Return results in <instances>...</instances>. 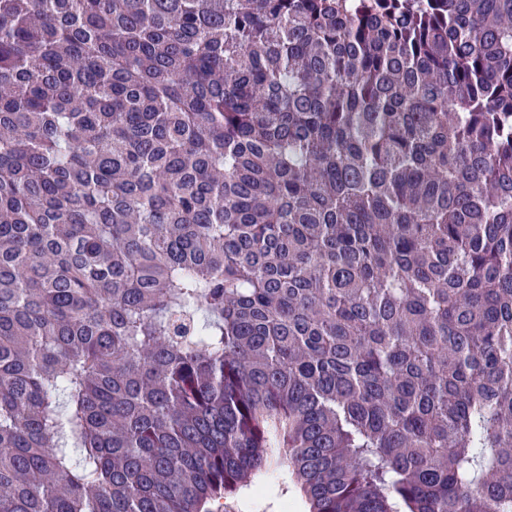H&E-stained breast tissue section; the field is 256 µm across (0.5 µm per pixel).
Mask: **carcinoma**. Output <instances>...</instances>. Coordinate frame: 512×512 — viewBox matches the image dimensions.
<instances>
[{"instance_id":"obj_1","label":"carcinoma","mask_w":512,"mask_h":512,"mask_svg":"<svg viewBox=\"0 0 512 512\" xmlns=\"http://www.w3.org/2000/svg\"><path fill=\"white\" fill-rule=\"evenodd\" d=\"M512 512V0H0V512Z\"/></svg>"}]
</instances>
